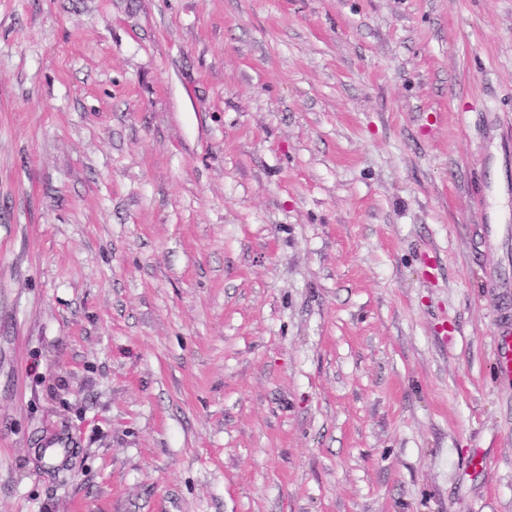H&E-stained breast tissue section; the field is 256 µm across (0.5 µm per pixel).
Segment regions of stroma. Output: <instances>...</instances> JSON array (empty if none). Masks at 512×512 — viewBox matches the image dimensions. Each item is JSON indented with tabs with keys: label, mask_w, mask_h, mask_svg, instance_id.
Segmentation results:
<instances>
[{
	"label": "stroma",
	"mask_w": 512,
	"mask_h": 512,
	"mask_svg": "<svg viewBox=\"0 0 512 512\" xmlns=\"http://www.w3.org/2000/svg\"><path fill=\"white\" fill-rule=\"evenodd\" d=\"M506 314L512 0H0V512H512ZM496 336L497 368L504 376H512V323L505 318Z\"/></svg>",
	"instance_id": "35a3bbf8"
}]
</instances>
